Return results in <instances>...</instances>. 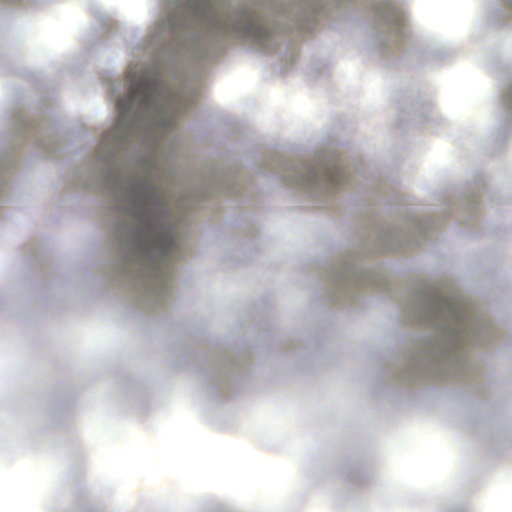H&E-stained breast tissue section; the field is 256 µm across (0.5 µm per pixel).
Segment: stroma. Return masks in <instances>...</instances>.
Wrapping results in <instances>:
<instances>
[{"label":"stroma","mask_w":512,"mask_h":512,"mask_svg":"<svg viewBox=\"0 0 512 512\" xmlns=\"http://www.w3.org/2000/svg\"><path fill=\"white\" fill-rule=\"evenodd\" d=\"M237 6L270 36H218L214 20L187 24L190 7L174 11L172 0H24L20 11L0 0V35L31 16L61 52L45 66L17 47L0 64V84L17 87L0 136L1 188L35 171L49 201L62 173L73 192L91 195L140 171L194 197L292 196L307 191L302 170L315 164L354 171L340 192L365 186L374 198L346 221L324 208L182 211L164 226L175 247L154 257L150 281L133 276L130 257L100 265L101 279L123 288L111 302L83 288L84 259L104 240L131 242L135 224L107 210H13L0 223V281L18 294L0 314V367L9 370L0 378V487L40 460L44 512H225L210 497H184L170 477L137 480L122 497L84 479L94 440L127 430L130 412L145 415L136 437L154 440L176 378L212 431L273 458L303 448L302 487L249 512H313L335 500L346 512H427V486L478 493L487 512H500L512 504V478L459 466L477 425L490 462L512 463V273L496 246L512 234V39L484 38L512 19V0H472L461 19L478 50L465 56L463 37L429 22L423 0H368L363 19L349 0ZM462 71L495 102L474 127L457 118ZM170 95L177 106L164 126L138 122ZM301 96L309 107L298 118L289 102ZM198 97L205 111H194ZM39 112L41 133L29 120ZM130 140L144 151L136 170L113 164ZM486 181L505 203L491 221L476 208L423 217L375 205L398 195L455 200ZM367 223L374 238L363 235ZM17 241L33 263L15 258ZM340 252L352 284L316 280ZM394 261L410 266L404 285L388 276ZM33 265L54 285L30 305L21 292ZM429 295L444 302L434 324L422 308ZM453 325L469 348L434 358ZM483 354L498 373L458 396L455 380L480 377ZM73 380L79 400L58 414L47 388ZM271 413L273 429L263 423ZM419 429L440 444L437 467L395 445ZM354 471L386 478L396 494L370 502L349 481Z\"/></svg>","instance_id":"obj_1"}]
</instances>
